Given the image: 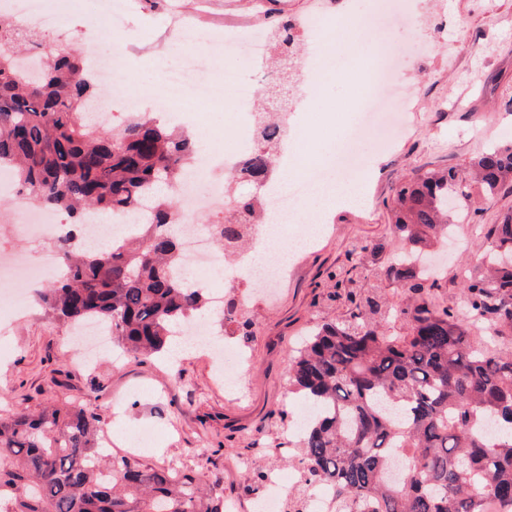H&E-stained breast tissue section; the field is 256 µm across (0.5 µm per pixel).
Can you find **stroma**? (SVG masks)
<instances>
[{
	"label": "stroma",
	"instance_id": "35a3bbf8",
	"mask_svg": "<svg viewBox=\"0 0 512 512\" xmlns=\"http://www.w3.org/2000/svg\"><path fill=\"white\" fill-rule=\"evenodd\" d=\"M121 40L133 88L163 91L161 71L175 63L185 46L166 36L174 5L186 10L188 22L206 24L193 48L207 51L212 34L208 27L225 15L258 10V0H124ZM413 15L400 26L372 23V0H351L350 18L364 24L362 31L345 27L339 43H314L313 33L298 34L294 51L298 60L331 53L345 63L346 80L324 78L311 97L308 110L289 112V129L309 130V166L330 170L337 144L348 134L363 101L373 95L375 58L365 50V35L403 50L401 75L415 94L402 109L412 128L388 149L375 137L362 140V154L377 163L362 203L336 210L330 231L316 246L303 250L288 268V281L274 307L257 306L248 314L253 334L244 347L249 360L244 385L237 399L226 395L215 380L214 366L201 351H193L178 364L125 355L102 357L92 366L73 363L74 348L66 334L48 319L14 314L0 300V320L10 321L0 335V413L20 407L33 412L51 404L81 401L96 412L104 432L125 437L140 430L151 432L150 447L133 453L142 465L159 467L179 460L200 473L207 489L235 502L237 512H256L255 495L245 493L248 467L272 470L291 478V505L299 512L320 486L307 481L295 446L291 423L302 409L298 395L288 391V363L307 334L322 321L345 318L350 306L329 303L337 280H353L369 290L377 270L401 250L392 225L395 189L430 169L468 168L482 151L512 144V0H412ZM86 0H69L63 30L75 51L87 59L107 56L115 46L108 25L93 26L84 19ZM196 112L205 135L196 145L214 150L231 140L238 150L246 144L231 120L230 107L217 102L195 107L181 100L167 117L180 124L185 112ZM478 213L468 215L463 233L466 248L431 247L432 255H447L435 294L440 304L460 306L458 268L484 249L476 225L497 223L512 211V192L487 200L476 198ZM22 213L16 203L0 200V247L21 248L31 263H38L40 248L24 236ZM365 245L362 257L354 246Z\"/></svg>",
	"mask_w": 512,
	"mask_h": 512
}]
</instances>
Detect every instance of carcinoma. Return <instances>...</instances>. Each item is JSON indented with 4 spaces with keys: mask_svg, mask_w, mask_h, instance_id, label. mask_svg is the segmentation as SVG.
Masks as SVG:
<instances>
[{
    "mask_svg": "<svg viewBox=\"0 0 512 512\" xmlns=\"http://www.w3.org/2000/svg\"><path fill=\"white\" fill-rule=\"evenodd\" d=\"M279 46L295 40L294 22L273 11ZM42 55L43 42L0 19V168L18 192L68 216L54 241L65 275L33 292V308L63 326L95 319L113 342L136 357L164 352L184 324L208 313L204 289L175 274L187 265L177 236V202L159 195L183 175L195 148L182 130L136 112L120 129L85 122L98 93L92 68L66 43L55 62L20 64V48ZM263 123L260 145L240 173L263 183L281 139ZM482 196L512 190V148H491L472 162ZM472 203L467 175L456 168L427 172L396 188L395 232L419 254L446 236L453 215ZM233 210L243 221H215L230 253L256 221L253 199ZM141 214L140 233L106 248L83 247L85 214ZM481 261L459 274L467 316L430 298L435 278L394 255L384 279L412 303L386 304L378 289L349 293L350 316L322 324L288 369L289 391L314 408L298 440L308 473L332 486L342 512H483L491 497L512 512V347L491 348L512 335V213L483 233ZM402 323L392 334L385 324ZM481 324L486 337L470 336ZM100 420L65 402L33 414L0 416V505L6 512H224L204 492L198 472L142 467L104 454ZM407 481L390 476L394 460Z\"/></svg>",
    "mask_w": 512,
    "mask_h": 512,
    "instance_id": "1",
    "label": "carcinoma"
}]
</instances>
